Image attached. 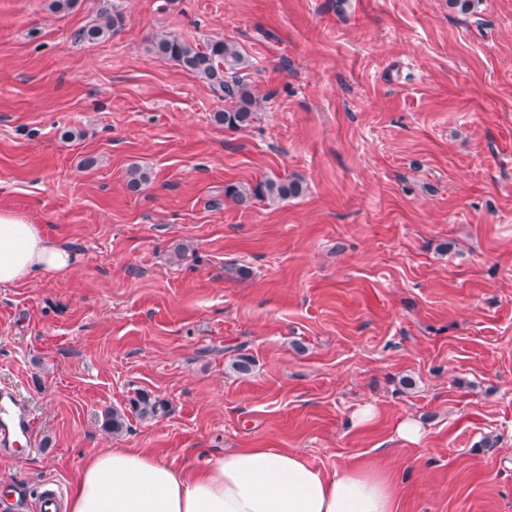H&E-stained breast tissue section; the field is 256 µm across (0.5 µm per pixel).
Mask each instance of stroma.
I'll use <instances>...</instances> for the list:
<instances>
[{
	"label": "stroma",
	"mask_w": 512,
	"mask_h": 512,
	"mask_svg": "<svg viewBox=\"0 0 512 512\" xmlns=\"http://www.w3.org/2000/svg\"><path fill=\"white\" fill-rule=\"evenodd\" d=\"M162 34L236 45L258 120L216 123ZM268 177L304 192L224 195ZM4 209L76 255L0 288L39 436L0 455L21 512L102 448L298 449L390 473L396 512H512V0H0ZM142 392L165 415L107 433Z\"/></svg>",
	"instance_id": "1"
}]
</instances>
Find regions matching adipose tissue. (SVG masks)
<instances>
[{"instance_id": "obj_1", "label": "adipose tissue", "mask_w": 512, "mask_h": 512, "mask_svg": "<svg viewBox=\"0 0 512 512\" xmlns=\"http://www.w3.org/2000/svg\"><path fill=\"white\" fill-rule=\"evenodd\" d=\"M75 261L23 214L0 211V288ZM398 486L374 466L326 475L299 450L230 448L178 471L127 448L92 453L65 512H396Z\"/></svg>"}]
</instances>
